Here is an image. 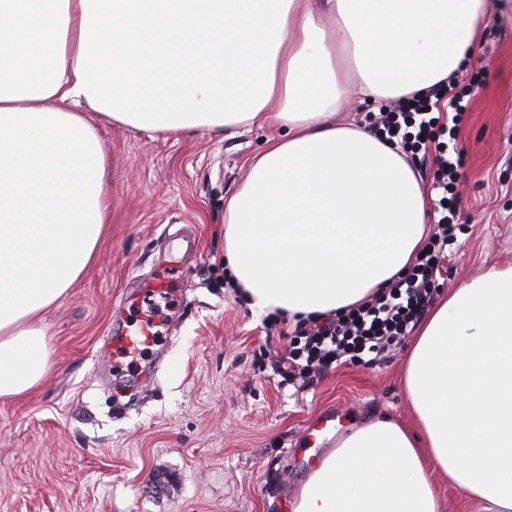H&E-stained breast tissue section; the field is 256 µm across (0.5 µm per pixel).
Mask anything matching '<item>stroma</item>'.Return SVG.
<instances>
[{
	"instance_id": "1",
	"label": "stroma",
	"mask_w": 512,
	"mask_h": 512,
	"mask_svg": "<svg viewBox=\"0 0 512 512\" xmlns=\"http://www.w3.org/2000/svg\"><path fill=\"white\" fill-rule=\"evenodd\" d=\"M489 2L463 71L481 85L457 138L460 228L442 298L512 262V0ZM94 123L110 161V222L93 265L44 315L45 379L0 398V512H285L335 446L309 445L319 418H336L343 434L373 409L412 424L401 387L408 342L283 385L275 368L288 324L265 329L226 283L224 207L244 163L281 128L164 138ZM161 276L188 286L150 305L164 356L145 387L134 366L113 368L112 336L137 320L142 283Z\"/></svg>"
}]
</instances>
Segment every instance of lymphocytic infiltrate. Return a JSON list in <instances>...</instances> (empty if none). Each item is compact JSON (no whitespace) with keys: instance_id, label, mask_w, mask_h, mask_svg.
Returning <instances> with one entry per match:
<instances>
[{"instance_id":"1","label":"lymphocytic infiltrate","mask_w":512,"mask_h":512,"mask_svg":"<svg viewBox=\"0 0 512 512\" xmlns=\"http://www.w3.org/2000/svg\"><path fill=\"white\" fill-rule=\"evenodd\" d=\"M467 93V87L452 78L444 86L397 101L392 109L380 112L377 122L383 132L395 134L406 148L435 152L432 186L437 193L434 211L438 218L434 231L411 269L372 301L319 325L298 319L293 328L294 346L276 369L283 381L365 353H383L412 332L430 307L441 274L440 260L457 242L458 205L448 190L464 166L455 139L466 111L463 100Z\"/></svg>"}]
</instances>
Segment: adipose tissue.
Returning a JSON list of instances; mask_svg holds the SVG:
<instances>
[{
  "label": "adipose tissue",
  "instance_id": "1",
  "mask_svg": "<svg viewBox=\"0 0 512 512\" xmlns=\"http://www.w3.org/2000/svg\"><path fill=\"white\" fill-rule=\"evenodd\" d=\"M488 0H0V398L47 374L43 315L93 263L112 197L87 117L164 137L280 125L224 208L252 309L369 300L419 252L430 210L398 145L336 124L343 100L427 91L474 58ZM402 385L304 476L290 512H512V264L420 323Z\"/></svg>",
  "mask_w": 512,
  "mask_h": 512
}]
</instances>
